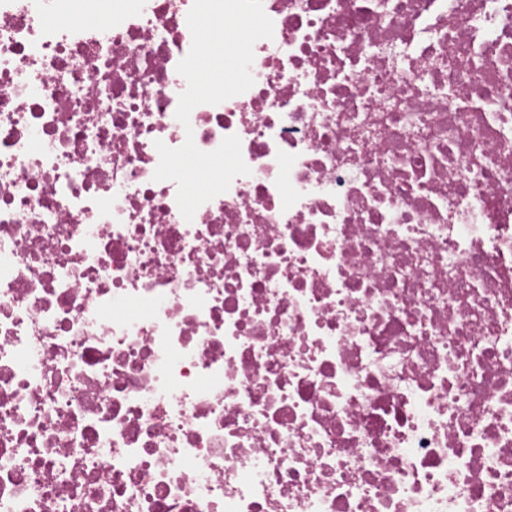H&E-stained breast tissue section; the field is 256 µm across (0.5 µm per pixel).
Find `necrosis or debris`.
<instances>
[{"instance_id": "obj_1", "label": "necrosis or debris", "mask_w": 512, "mask_h": 512, "mask_svg": "<svg viewBox=\"0 0 512 512\" xmlns=\"http://www.w3.org/2000/svg\"><path fill=\"white\" fill-rule=\"evenodd\" d=\"M0 0V512H512V0ZM241 140L185 221L156 141Z\"/></svg>"}]
</instances>
